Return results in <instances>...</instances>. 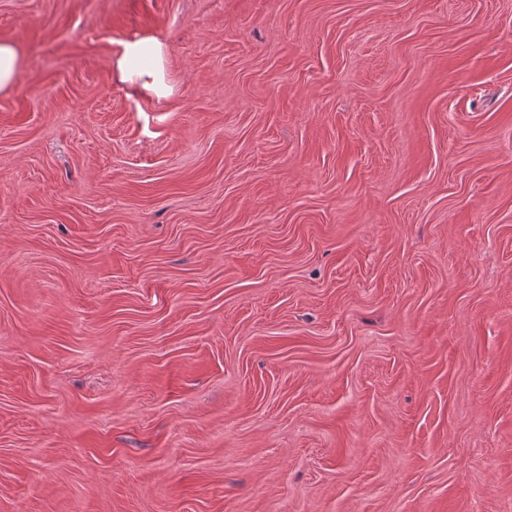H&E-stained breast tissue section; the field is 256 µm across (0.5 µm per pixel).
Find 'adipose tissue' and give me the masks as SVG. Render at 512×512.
<instances>
[{
  "label": "adipose tissue",
  "instance_id": "ef3b65f1",
  "mask_svg": "<svg viewBox=\"0 0 512 512\" xmlns=\"http://www.w3.org/2000/svg\"><path fill=\"white\" fill-rule=\"evenodd\" d=\"M165 48L154 36L125 42L113 67L121 80L138 88L165 97L171 92L165 77Z\"/></svg>",
  "mask_w": 512,
  "mask_h": 512
}]
</instances>
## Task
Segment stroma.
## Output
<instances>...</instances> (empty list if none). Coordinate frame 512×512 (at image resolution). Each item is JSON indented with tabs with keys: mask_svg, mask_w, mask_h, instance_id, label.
<instances>
[{
	"mask_svg": "<svg viewBox=\"0 0 512 512\" xmlns=\"http://www.w3.org/2000/svg\"><path fill=\"white\" fill-rule=\"evenodd\" d=\"M166 45L170 95L120 80ZM0 512H512V0H0ZM164 57V44L159 38L143 37L125 42L113 67L122 81L158 97H166L171 93V87L166 82ZM23 56L12 41L0 40V93L12 90L19 80Z\"/></svg>",
	"mask_w": 512,
	"mask_h": 512,
	"instance_id": "obj_1",
	"label": "stroma"
}]
</instances>
